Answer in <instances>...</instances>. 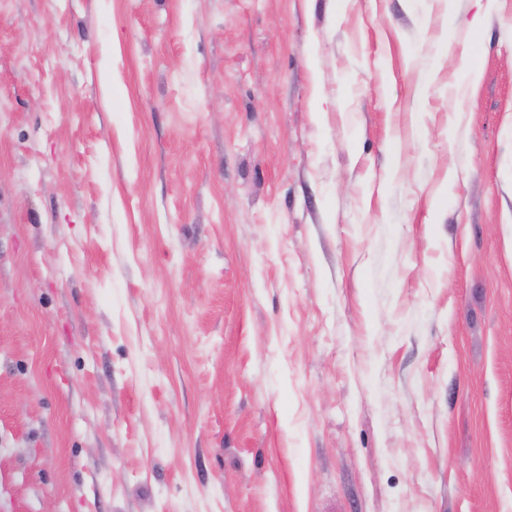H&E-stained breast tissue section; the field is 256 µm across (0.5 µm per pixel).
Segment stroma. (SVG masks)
I'll return each mask as SVG.
<instances>
[{
  "label": "stroma",
  "instance_id": "stroma-1",
  "mask_svg": "<svg viewBox=\"0 0 512 512\" xmlns=\"http://www.w3.org/2000/svg\"><path fill=\"white\" fill-rule=\"evenodd\" d=\"M477 11L0 0V512H512Z\"/></svg>",
  "mask_w": 512,
  "mask_h": 512
}]
</instances>
